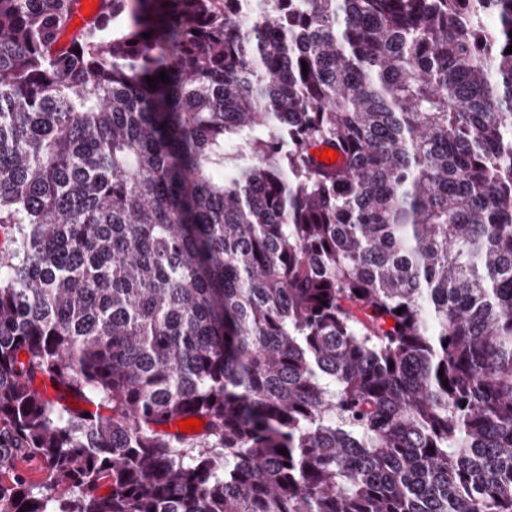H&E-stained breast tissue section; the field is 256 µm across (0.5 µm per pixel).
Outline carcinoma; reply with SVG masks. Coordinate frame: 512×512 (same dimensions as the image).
Masks as SVG:
<instances>
[{"mask_svg":"<svg viewBox=\"0 0 512 512\" xmlns=\"http://www.w3.org/2000/svg\"><path fill=\"white\" fill-rule=\"evenodd\" d=\"M79 4L0 0V512H512V0ZM18 477L25 478L31 484L45 480V474L36 458L18 457L1 462L0 483L11 486Z\"/></svg>","mask_w":512,"mask_h":512,"instance_id":"1","label":"carcinoma"}]
</instances>
